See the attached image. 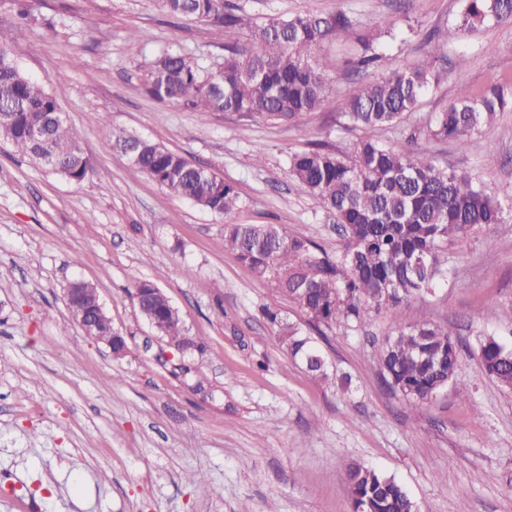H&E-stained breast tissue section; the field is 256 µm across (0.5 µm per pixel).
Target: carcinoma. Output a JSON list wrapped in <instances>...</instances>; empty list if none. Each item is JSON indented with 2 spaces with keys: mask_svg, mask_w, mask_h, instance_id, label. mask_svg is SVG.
I'll return each mask as SVG.
<instances>
[{
  "mask_svg": "<svg viewBox=\"0 0 512 512\" xmlns=\"http://www.w3.org/2000/svg\"><path fill=\"white\" fill-rule=\"evenodd\" d=\"M173 18H194L218 30L233 29L241 17L227 0H159ZM33 18V0H14L0 10V29L25 36ZM491 22L512 24V0H464L451 31H436L428 56L448 50V40ZM341 13H303L269 19L251 30L246 41L224 42V62L201 72L191 57L168 51L145 63L146 90L153 98L200 112H237L277 123H296L334 94L333 85L313 53L345 27ZM428 85L422 68H393L363 83L346 101L344 112L355 126L374 128L397 123L412 111ZM61 93L17 67L11 46L0 43V139L50 172L81 181L89 172L81 132L64 119ZM512 103V84L495 83L472 98L437 113L431 133L467 146L471 136ZM106 148L135 164L171 195L218 215L239 206L234 188L213 172L198 169L183 156L149 139L112 133ZM292 178L336 215L343 243L330 253L311 239L294 236L277 224H226L224 248L276 290L318 330H350L373 312L392 313L395 330L379 348L377 362L384 384L415 404H425L453 382L459 351L453 328L407 321L410 300L434 290L443 271L440 253L484 224H497L500 206L473 178L438 168L424 152L407 153L364 138L351 155L341 157L325 144L290 158ZM141 314L176 346L202 352L205 344L187 337L179 311L153 282L135 286ZM277 328L283 350L307 371L329 377L330 366L300 325L266 312ZM486 374L512 391V348L487 335L478 339ZM353 512H414V503L393 478L353 463L346 471Z\"/></svg>",
  "mask_w": 512,
  "mask_h": 512,
  "instance_id": "carcinoma-1",
  "label": "carcinoma"
}]
</instances>
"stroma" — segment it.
Masks as SVG:
<instances>
[{
	"label": "stroma",
	"instance_id": "stroma-1",
	"mask_svg": "<svg viewBox=\"0 0 512 512\" xmlns=\"http://www.w3.org/2000/svg\"><path fill=\"white\" fill-rule=\"evenodd\" d=\"M231 2L257 23L345 14L347 26L316 52L333 99L299 123L275 124L151 98L145 59L177 49L205 71L224 59L221 31L171 18L157 0H35L24 39L0 30L25 75L62 89L61 111L92 169L75 182L0 142V512H352L353 462L398 481L417 512H512V392L484 372L477 343L489 334L512 347V111L463 150L429 133L434 113L512 81V26L450 41L432 62L426 39L454 24L462 0ZM368 46L388 66L429 71L415 110L396 124L359 128L343 113L361 83L381 76L358 68ZM115 131L216 173L237 190L238 210L226 218L170 195L104 150ZM365 137L427 151L501 204L499 223L449 245L444 277L406 309L409 322L455 327L467 397L451 386L418 405L382 385L376 351L393 328L387 312L327 331L318 346L337 375L312 376L281 349L264 312L294 323L303 315L224 248L232 221L280 224L336 251L335 216L293 180L288 157L314 142L346 156ZM76 279L97 288L127 340L123 358L72 319L64 292ZM141 280L205 342L194 374L182 373L140 314ZM198 374L209 395L193 392Z\"/></svg>",
	"mask_w": 512,
	"mask_h": 512
}]
</instances>
